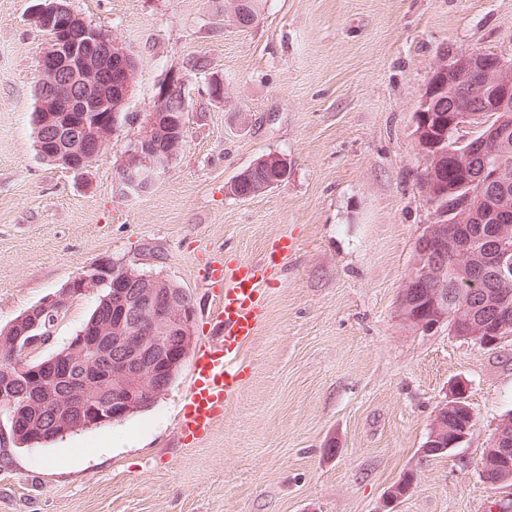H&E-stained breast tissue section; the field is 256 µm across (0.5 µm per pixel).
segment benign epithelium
I'll return each instance as SVG.
<instances>
[{"label": "benign epithelium", "instance_id": "obj_1", "mask_svg": "<svg viewBox=\"0 0 512 512\" xmlns=\"http://www.w3.org/2000/svg\"><path fill=\"white\" fill-rule=\"evenodd\" d=\"M63 22L68 28L89 30L88 21L76 13L68 0H48L32 15V22L48 29L53 22ZM137 73V62L116 38H105L92 33L88 47L78 50L71 43L52 35L37 59L38 80L35 85L39 124L42 139L38 148L40 160L57 168L83 171L112 140L119 120L118 112L125 105ZM437 83L426 88L417 112L421 122L430 112L448 108V131L458 139L459 150L454 152V164L469 171V178L453 186V191L469 201L462 216L448 217L446 224H425L418 237L413 256V270L406 279L398 305V316L405 324L421 331H429L442 324L448 330L467 328L465 339L485 346H496L512 337V305L497 294L486 291L477 297L491 301L486 309L496 313L493 324L476 321L469 308L448 306V293L439 287L430 288L428 282L448 265V259L458 260L470 255L474 240L463 225H496L495 235L481 241L480 266L499 279L512 278V201L507 194L486 196V187L493 184L501 189L512 181V162L503 159L496 165L478 170L471 165L477 154L486 153L489 144L497 142L512 126L506 112L512 110V62L487 51L464 50L449 58H442L436 66ZM208 97L217 103L224 101V77L208 75ZM187 112V99L181 79H173L157 96L149 109L142 129L134 138L133 150L124 153L118 172L119 190L124 195L143 193L154 186L165 174L173 159L185 147L184 137L171 138L163 150L156 143L167 132L169 113ZM443 135L432 147L433 153L423 155L428 172L421 181L420 192L429 213H434L441 198L435 192L434 174L440 160L448 153ZM257 164L271 167L278 173L275 181L267 184L272 190L283 184L288 176V163L277 155L263 157ZM79 292L90 293L103 286L127 288L130 293L121 313L114 317H100L90 323L76 338L74 345L64 351L50 354L40 367L33 368L18 356L21 337L6 329L0 334V366L7 375L36 383L31 396L7 399L5 408L15 414L17 406L52 408L51 426L68 430L85 422L84 414L96 408L87 395V386L69 383L70 367L75 358L86 359L95 365L102 358L112 362L104 375H88V381H112L116 406L110 404L96 409L99 420L116 422L123 419L128 404L149 395L164 394L165 373L157 361H183L193 344V323L196 310L193 304L175 299L169 293L170 284L151 274H140L137 269L107 260L79 275ZM73 283H68L57 294L22 313L16 323L24 322L28 330L37 331L31 342L42 348L52 339L51 323L70 303ZM428 300V309L416 307ZM177 338L175 349H169V335ZM467 404L463 392L456 401H441L434 410L428 432L429 448H444L448 443V410ZM512 446V424L495 426L481 458V473L503 486L512 482L507 475L506 452Z\"/></svg>", "mask_w": 512, "mask_h": 512}]
</instances>
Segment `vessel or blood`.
Here are the masks:
<instances>
[{
  "mask_svg": "<svg viewBox=\"0 0 512 512\" xmlns=\"http://www.w3.org/2000/svg\"><path fill=\"white\" fill-rule=\"evenodd\" d=\"M257 273V266L241 265L234 281L225 284L218 297L221 334L193 355L194 382L180 425L183 436L207 433L239 387L237 355L242 344L254 336L259 322Z\"/></svg>",
  "mask_w": 512,
  "mask_h": 512,
  "instance_id": "vessel-or-blood-1",
  "label": "vessel or blood"
}]
</instances>
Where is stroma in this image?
I'll list each match as a JSON object with an SVG mask.
<instances>
[{
  "instance_id": "1",
  "label": "stroma",
  "mask_w": 512,
  "mask_h": 512,
  "mask_svg": "<svg viewBox=\"0 0 512 512\" xmlns=\"http://www.w3.org/2000/svg\"><path fill=\"white\" fill-rule=\"evenodd\" d=\"M37 0H0V326L112 259L190 294L196 341L217 336L210 270L274 256L240 388L196 442L180 433L193 382L122 422L131 447L99 451V429L37 448L0 444V512H488L500 490L480 460L512 410V337L494 347L396 316L429 212L412 136L438 60L463 49L512 59V0H263L247 29L224 0H70L135 56L137 77L110 144L82 174L34 147ZM204 67H196L194 59ZM224 77V100L205 95ZM181 78L186 146L148 192L117 187L121 157L158 93ZM288 162L282 186L229 195L257 158ZM70 303L49 349L92 312ZM464 382L465 441L426 456L433 411ZM66 455L69 466L51 458Z\"/></svg>"
}]
</instances>
